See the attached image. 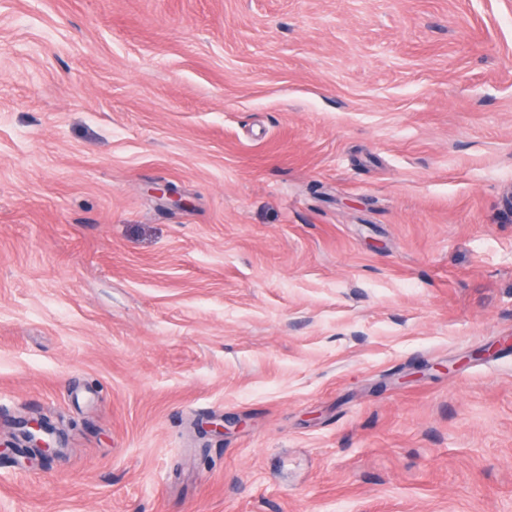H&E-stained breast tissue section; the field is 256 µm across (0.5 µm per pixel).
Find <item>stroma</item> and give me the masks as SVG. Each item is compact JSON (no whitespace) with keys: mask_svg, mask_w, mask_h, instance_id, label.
I'll return each instance as SVG.
<instances>
[{"mask_svg":"<svg viewBox=\"0 0 512 512\" xmlns=\"http://www.w3.org/2000/svg\"><path fill=\"white\" fill-rule=\"evenodd\" d=\"M511 192L512 0H0V512H512ZM13 428L15 431L9 437H5L4 441L0 439V447L8 449L14 456L27 461H44L62 455L64 448L60 432L47 418H24L16 421ZM15 436L24 438L27 445L25 448H32L33 453H22L15 442Z\"/></svg>","mask_w":512,"mask_h":512,"instance_id":"1","label":"stroma"}]
</instances>
